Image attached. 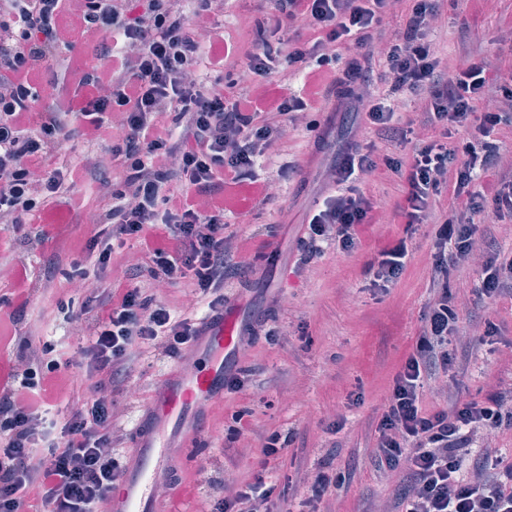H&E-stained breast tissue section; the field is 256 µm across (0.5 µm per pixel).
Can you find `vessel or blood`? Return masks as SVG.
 I'll return each instance as SVG.
<instances>
[{
  "label": "vessel or blood",
  "mask_w": 512,
  "mask_h": 512,
  "mask_svg": "<svg viewBox=\"0 0 512 512\" xmlns=\"http://www.w3.org/2000/svg\"><path fill=\"white\" fill-rule=\"evenodd\" d=\"M243 333L244 324L232 306L204 320L191 353L197 368L165 376L136 421L132 462L112 493V512H188L186 492L164 499L157 493V477L176 472L183 454L178 439L198 437L208 405L223 396Z\"/></svg>",
  "instance_id": "vessel-or-blood-1"
}]
</instances>
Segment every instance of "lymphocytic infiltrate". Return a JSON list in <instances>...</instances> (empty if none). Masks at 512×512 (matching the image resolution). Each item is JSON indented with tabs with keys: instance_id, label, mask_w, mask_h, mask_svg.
<instances>
[{
	"instance_id": "obj_1",
	"label": "lymphocytic infiltrate",
	"mask_w": 512,
	"mask_h": 512,
	"mask_svg": "<svg viewBox=\"0 0 512 512\" xmlns=\"http://www.w3.org/2000/svg\"><path fill=\"white\" fill-rule=\"evenodd\" d=\"M258 36L246 53L244 83L207 80L200 65L214 35L208 18L224 0H0V228L19 233L26 217L70 199L87 166L45 172L42 161L64 141L82 140L121 169L117 185L100 180L107 203L98 231L82 245L100 285L74 313L87 338L79 361L56 356L41 336L11 335L18 354L0 380V512H109L131 441L118 412L143 353L182 360L200 332L193 312L219 313L231 280L265 258V245L231 232L224 220L234 190L250 185L260 203L296 168L280 142L308 112L364 115L376 141L346 142L333 166L335 186L310 214L307 258L335 242L351 252L359 228L380 221L358 183L383 168L401 183L395 213L407 226L434 227L430 293L415 350L402 363L376 424L371 465L401 473L397 512H512V462L485 448L470 479L459 455L474 428L512 424L506 393L484 401L450 398L423 408L421 396L447 371L467 329L448 295V271L473 252L486 219L512 210V172L490 136L512 128V71L490 74L471 51L450 65L436 48V24L448 0H261ZM73 19L103 68L79 71L63 50L61 18ZM289 30L288 39L280 31ZM55 63L53 73L41 68ZM311 73L312 87L291 93ZM55 96L30 129L42 83ZM413 144L408 158L397 157ZM462 213L438 206L443 191ZM136 255H120L127 242ZM405 240L367 264L370 285L386 288L404 273ZM483 297L512 292V256L486 244ZM189 288L175 305L159 288ZM78 367L80 397L56 414L65 370ZM291 436L263 438L261 475L234 495L205 496L199 512H275L263 474Z\"/></svg>"
}]
</instances>
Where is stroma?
Masks as SVG:
<instances>
[{
	"label": "stroma",
	"mask_w": 512,
	"mask_h": 512,
	"mask_svg": "<svg viewBox=\"0 0 512 512\" xmlns=\"http://www.w3.org/2000/svg\"><path fill=\"white\" fill-rule=\"evenodd\" d=\"M250 8L249 0H224V15L218 20L221 41L245 47L255 39L254 27L240 22ZM437 38L451 64H459L468 48L480 50L491 71L512 69V55L500 51L501 44L512 39V0H492L487 11L472 8L466 0H449L448 15ZM353 137H373L353 115L337 116L333 135L319 152L312 137L291 135L288 147L298 173L283 181L268 203H258L251 194L242 193L226 218L232 230L242 234L258 225L274 232L273 242L280 249L276 267L257 268L248 285L234 286L228 298L240 316L276 319L287 340L271 345L258 336L243 344L239 364L250 368V386L245 392L228 393L212 402L202 445L189 450L180 472L182 487L195 494L252 480L259 470L260 436L277 430L294 436L271 473L281 512H300L311 471L330 448L336 451V469L345 480L328 490L322 512H370L372 507H388L393 502L398 475L386 477L375 472L369 457L392 379L415 348L422 325L433 227L420 224L413 233H406L400 218L389 210L399 193L397 179L383 173L367 175L360 187L385 207L384 219L364 225L358 249L347 253L327 246L320 256L303 263L298 247L303 225L330 189L327 168ZM42 229L75 242L95 231L94 225L71 220L67 208L58 207L36 213L27 225L28 237L0 233V245L9 248L27 274L23 280L11 272L0 276V310L11 311L22 284H30L29 327L74 356L85 346V337L78 335L65 313L40 296L38 289L47 277H54L59 298L75 309L88 291L68 282L70 258L55 261L51 250L39 244L36 234ZM401 237L409 248L406 272L390 288L370 287L366 263L383 242ZM480 284L476 261L466 260L448 272V291L471 335L482 334L488 321L495 324L496 331L474 351L465 369L449 368L424 391L427 408L445 406L452 393L480 401L490 392L512 386V296L478 300ZM175 367L172 361L140 363L151 384L130 383L121 403L126 427H134L151 400L153 384ZM244 407L253 413L254 430L236 441L237 452L231 460L216 464L218 451L213 442L220 439L225 418ZM333 421L340 424L337 433H325V426ZM204 459L209 462L205 469L200 466Z\"/></svg>",
	"instance_id": "35a3bbf8"
}]
</instances>
